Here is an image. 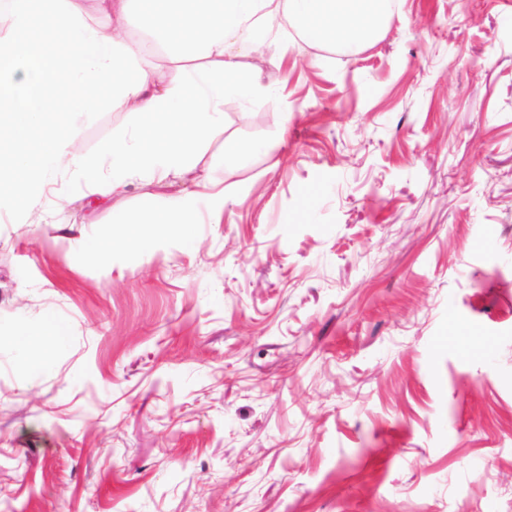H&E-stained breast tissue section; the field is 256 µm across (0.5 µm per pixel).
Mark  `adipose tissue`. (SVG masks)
<instances>
[{
  "label": "adipose tissue",
  "instance_id": "adipose-tissue-1",
  "mask_svg": "<svg viewBox=\"0 0 512 512\" xmlns=\"http://www.w3.org/2000/svg\"><path fill=\"white\" fill-rule=\"evenodd\" d=\"M397 0H110L117 18L137 15L168 55L165 81L142 65L144 43L109 22L87 20L78 0H0V209L18 213L60 197L54 176L83 181L109 199L134 180L168 187L159 221L189 231L198 198L224 208V188L193 175L197 149L224 127V103L250 105L268 91L242 58L278 50L289 36L354 51L381 36ZM129 128L96 153L72 149L79 121L108 106Z\"/></svg>",
  "mask_w": 512,
  "mask_h": 512
}]
</instances>
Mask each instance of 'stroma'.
I'll list each match as a JSON object with an SVG mask.
<instances>
[{
    "mask_svg": "<svg viewBox=\"0 0 512 512\" xmlns=\"http://www.w3.org/2000/svg\"><path fill=\"white\" fill-rule=\"evenodd\" d=\"M281 53L195 156L193 246L138 181L0 223V512H512V0Z\"/></svg>",
    "mask_w": 512,
    "mask_h": 512,
    "instance_id": "35a3bbf8",
    "label": "stroma"
}]
</instances>
